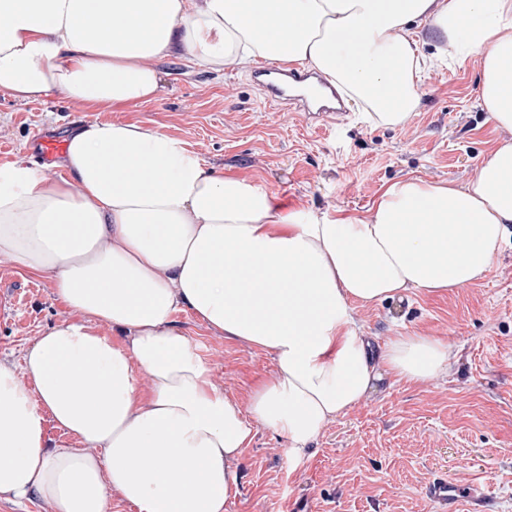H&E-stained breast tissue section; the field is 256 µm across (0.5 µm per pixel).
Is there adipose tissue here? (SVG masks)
<instances>
[{
	"label": "adipose tissue",
	"mask_w": 512,
	"mask_h": 512,
	"mask_svg": "<svg viewBox=\"0 0 512 512\" xmlns=\"http://www.w3.org/2000/svg\"><path fill=\"white\" fill-rule=\"evenodd\" d=\"M425 27L438 56H479L482 107L512 132V0H0V90L136 106L157 99L155 63L179 45L204 67L317 70L364 121L397 128L420 102ZM57 166L0 165V257L71 311L22 365L0 361V496L50 512H109L115 495L136 512H228L256 426L298 462L378 382L447 374L434 336L372 351L355 306L468 287L512 241V140L466 186L399 180L366 215L283 208L133 122L80 123ZM181 310L272 355L247 404L217 386Z\"/></svg>",
	"instance_id": "obj_1"
}]
</instances>
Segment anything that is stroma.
Segmentation results:
<instances>
[{
	"instance_id": "obj_1",
	"label": "stroma",
	"mask_w": 512,
	"mask_h": 512,
	"mask_svg": "<svg viewBox=\"0 0 512 512\" xmlns=\"http://www.w3.org/2000/svg\"><path fill=\"white\" fill-rule=\"evenodd\" d=\"M419 37L429 57L423 95L400 128L364 122L355 109L330 120L269 110L252 66L205 69L178 51L156 63L158 99L123 110L98 113L59 95L26 104L0 92V164L20 157L43 164L36 136L62 140L82 120L97 119L180 136L210 168L261 183L288 207L364 213L401 179L463 186L503 133L481 106L478 60L439 64L433 32ZM69 315L46 280L0 259V361L22 364L34 338ZM354 317L380 344L398 335L440 337L456 362L426 384L382 383L330 422L299 463L284 439L256 427L230 512H438L425 493L438 476L477 485L490 512H512V244L469 287L410 292L356 307ZM175 320L239 403L274 372L269 353L224 337L190 312Z\"/></svg>"
}]
</instances>
